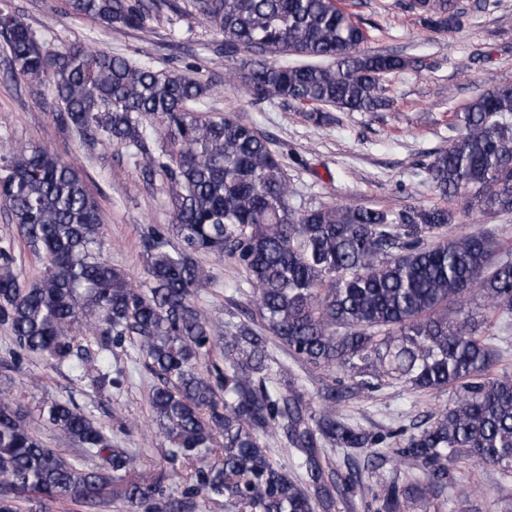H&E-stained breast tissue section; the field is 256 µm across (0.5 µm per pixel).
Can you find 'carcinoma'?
<instances>
[{"label":"carcinoma","instance_id":"cac0c4a2","mask_svg":"<svg viewBox=\"0 0 512 512\" xmlns=\"http://www.w3.org/2000/svg\"><path fill=\"white\" fill-rule=\"evenodd\" d=\"M67 2L71 14L112 31L143 27L153 7ZM193 5L223 36L224 53L248 56L241 87L250 97L318 113L324 106L391 109L380 81L408 62L363 50L364 29L337 0ZM407 8L433 32L454 20L452 0H409ZM0 38L14 75L51 79L59 126L132 149L144 176L163 175L172 213L168 228L143 239V275L134 280L101 257L100 207L74 167L39 145L11 148L0 155V200L42 267L27 280L13 244L0 245V322L21 352L96 386L107 374L89 372L73 329L82 328L102 354L132 340L157 379L149 403L159 445L192 471L176 499L73 401L47 403L32 421L1 398L0 512H16L15 502L30 498L44 509L98 506L109 493L126 512H183L199 495L224 499V512H336L325 448L371 449L379 440L346 422L336 389L316 405L294 379L270 380L272 341L306 365L345 374L362 392L403 383L457 393L453 407L395 452L423 480L383 490L378 512H400L404 496L429 512L448 465L462 457L512 472V371L493 372L499 355L491 337L478 334L471 307L483 300L486 324L512 316V260L492 261V239L473 231L429 241L453 220L438 205L395 218L351 203L298 210L267 139L203 108L211 83L101 49L49 51L7 8ZM458 119L461 133L427 167L434 189L446 199L466 196L470 207L512 211V84L476 96ZM152 132L165 141L157 154L148 145ZM203 253L233 259L252 290L250 306L227 311L222 323L197 303L212 283L197 260ZM216 351L223 364L200 369ZM43 428L82 455L48 447ZM278 433L294 449L304 482L270 459L263 438ZM216 454L222 463L210 462Z\"/></svg>","mask_w":512,"mask_h":512}]
</instances>
